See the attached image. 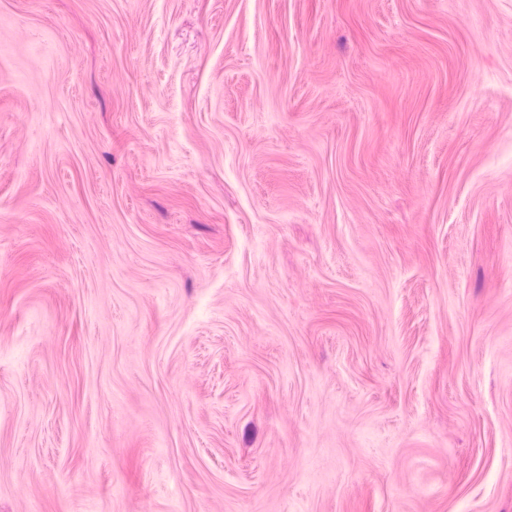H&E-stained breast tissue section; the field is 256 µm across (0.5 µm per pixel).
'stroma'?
<instances>
[{
  "instance_id": "1",
  "label": "stroma",
  "mask_w": 512,
  "mask_h": 512,
  "mask_svg": "<svg viewBox=\"0 0 512 512\" xmlns=\"http://www.w3.org/2000/svg\"><path fill=\"white\" fill-rule=\"evenodd\" d=\"M0 512H512V0H0Z\"/></svg>"
}]
</instances>
